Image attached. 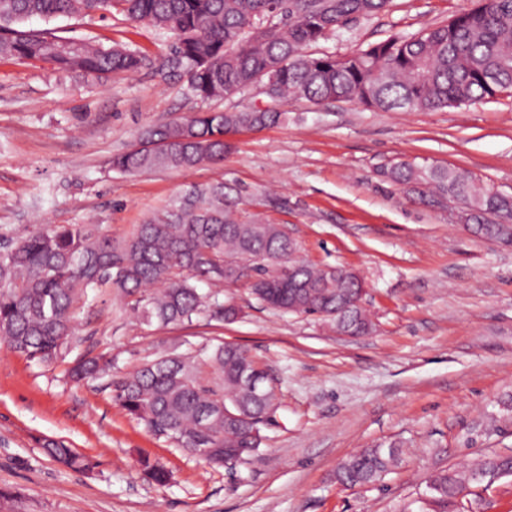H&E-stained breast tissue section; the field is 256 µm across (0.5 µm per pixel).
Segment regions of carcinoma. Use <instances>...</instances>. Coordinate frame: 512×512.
<instances>
[{
  "mask_svg": "<svg viewBox=\"0 0 512 512\" xmlns=\"http://www.w3.org/2000/svg\"><path fill=\"white\" fill-rule=\"evenodd\" d=\"M277 0H0V56L47 60L62 71L100 79L137 71L146 57L125 48L73 42L48 33L19 30L32 17L105 15L116 10L131 20L171 32L179 67L189 89L204 102H218L247 89L257 77L272 79L279 97L312 103L356 101L381 110L460 107L512 92V0H477L446 25L411 37L392 36L351 55L305 53V48L349 19L385 10L389 0H289L288 16L274 14ZM273 27L258 34L254 29ZM281 112L250 109L196 112L179 122L147 129L113 164L127 173L154 168L191 169L224 159L225 134L237 128H265ZM391 181L422 185L420 197L463 204L461 219L472 232L512 241V196L480 187L468 174L446 167L395 163L382 170ZM297 241L279 225L241 222L217 184L155 214L117 246L79 224L51 226L0 253V340L32 360L51 364L65 357L75 330V309L87 290L110 285L130 299L137 320L160 326L190 323L204 311L233 321L237 307L203 294L198 283L243 282L258 303L288 313L318 315L348 336H363L373 323L362 306V277L342 267H316L296 259ZM221 373L217 388L196 381L199 362ZM254 361L238 345L222 341L188 353L155 357L115 385L114 399L158 439L192 454L210 448L204 461L222 467L256 456L267 415L280 408L275 389L257 399L241 386L240 374ZM112 359L89 353L69 370L75 381L97 380ZM252 422L230 426L224 407ZM44 452L74 470L92 463L62 442L48 440ZM399 462V450L364 448L336 469L346 486H366ZM145 475L157 484L167 470L144 457ZM486 469L512 467V455L486 456ZM472 466L442 469L427 481L430 500L417 512H455L460 488Z\"/></svg>",
  "mask_w": 512,
  "mask_h": 512,
  "instance_id": "carcinoma-1",
  "label": "carcinoma"
}]
</instances>
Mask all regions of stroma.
I'll list each match as a JSON object with an SVG mask.
<instances>
[{"label":"stroma","instance_id":"1","mask_svg":"<svg viewBox=\"0 0 512 512\" xmlns=\"http://www.w3.org/2000/svg\"><path fill=\"white\" fill-rule=\"evenodd\" d=\"M472 0H390L308 46L344 56L411 36ZM26 28L119 44L151 67L91 80L49 61L0 57V251L52 225L82 224L120 244L163 206L221 183L240 220L291 229L301 257L359 272L370 334L344 337L316 316L257 303L221 284L232 323L147 326L116 289L75 310L70 359H112L120 380L156 356L223 340L246 348L277 386L281 407L259 456L213 467L128 416L104 381L73 382L0 343V512H402L432 471L512 453V246L472 236L460 203H423L381 176L400 161L469 173L512 195V96L468 106L383 111L353 101L270 103L248 89L227 112L276 105L283 119L228 137L223 160L190 170L127 173L112 164L149 127L209 105L168 67L171 33L113 13L32 18ZM59 440L88 457L75 471L46 456ZM398 447L400 466L368 487L336 480L362 448ZM166 484L148 479L141 457Z\"/></svg>","mask_w":512,"mask_h":512}]
</instances>
